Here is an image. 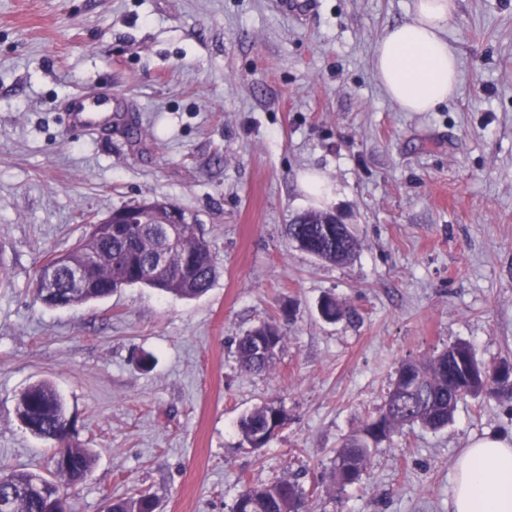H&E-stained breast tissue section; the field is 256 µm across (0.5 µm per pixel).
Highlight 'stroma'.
<instances>
[{"label": "stroma", "instance_id": "stroma-1", "mask_svg": "<svg viewBox=\"0 0 512 512\" xmlns=\"http://www.w3.org/2000/svg\"><path fill=\"white\" fill-rule=\"evenodd\" d=\"M414 4L0 0V475L52 471L51 442L16 415L47 382L95 456L62 488L71 512L144 493L156 512H229L244 483L283 478L309 512H448L461 451L512 434V400L466 398L444 429L383 439L356 484L328 479L403 361L458 342L486 366L512 359V0H456L458 86L432 112L401 111L372 71L376 42ZM103 82L128 128H68L64 98ZM153 197L209 241L206 294L37 299L47 257ZM323 206L353 227L347 263L286 238ZM327 295L339 320L318 312ZM264 321L284 346L270 372L244 375L236 340ZM269 400L288 423L254 451L237 421Z\"/></svg>", "mask_w": 512, "mask_h": 512}]
</instances>
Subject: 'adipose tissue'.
<instances>
[{"label":"adipose tissue","mask_w":512,"mask_h":512,"mask_svg":"<svg viewBox=\"0 0 512 512\" xmlns=\"http://www.w3.org/2000/svg\"><path fill=\"white\" fill-rule=\"evenodd\" d=\"M455 9V0H416L413 19L377 42L375 77L402 111L431 112L454 95L459 62L445 33ZM448 512H512V436L488 435L464 449Z\"/></svg>","instance_id":"adipose-tissue-1"}]
</instances>
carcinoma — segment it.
I'll list each match as a JSON object with an SVG mask.
<instances>
[{
  "label": "carcinoma",
  "mask_w": 512,
  "mask_h": 512,
  "mask_svg": "<svg viewBox=\"0 0 512 512\" xmlns=\"http://www.w3.org/2000/svg\"><path fill=\"white\" fill-rule=\"evenodd\" d=\"M327 212H307L303 223L290 224L288 240L310 256L340 264L357 249V241L344 224H327ZM161 242L153 224H101L94 221L89 234L67 252L54 255L59 263L56 306L74 308L106 298L120 288L145 285L184 298L205 294L217 276L215 256L196 223L184 225L175 251V270L147 274L154 252ZM83 267V281L74 283L73 267ZM322 318L334 322L342 316L341 308L330 296L319 305ZM285 336L274 324L262 323L239 337L237 362L245 375L272 369ZM512 370L505 358L493 367L475 360L470 346L459 342L427 361L401 363L395 382L387 393L377 416L352 435L339 449L331 474V483L343 489L359 481L374 448L372 444L397 428L419 424L431 430L448 426L459 401L466 395L512 399V392L498 386V371ZM17 416L26 419L30 433L50 440L55 453L69 460L66 468H56L47 478L32 472H12L0 477V493L13 492L11 512H46L42 486L60 490V480L69 484L84 482L93 468V456L72 441L65 429L66 411L60 395L47 382L32 386L19 398ZM288 413L283 406L266 402L237 421V428L247 445L255 450L265 447L271 437L262 432L283 427ZM308 512L305 491L296 481L279 480L270 484L245 483L231 506V512ZM156 502L147 494L117 500L112 512H155Z\"/></svg>",
  "instance_id": "obj_1"
}]
</instances>
